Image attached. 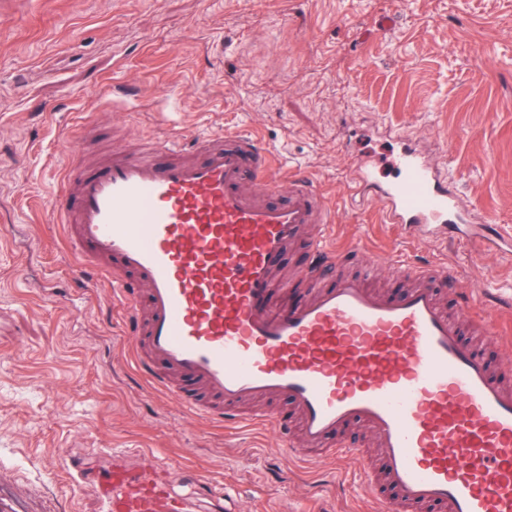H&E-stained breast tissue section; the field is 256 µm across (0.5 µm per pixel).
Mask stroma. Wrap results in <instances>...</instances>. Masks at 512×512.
<instances>
[{"instance_id": "obj_1", "label": "stroma", "mask_w": 512, "mask_h": 512, "mask_svg": "<svg viewBox=\"0 0 512 512\" xmlns=\"http://www.w3.org/2000/svg\"><path fill=\"white\" fill-rule=\"evenodd\" d=\"M188 137L250 133L276 149L279 177L303 169L335 214L345 271L398 296L407 283L373 256L443 264L455 308L512 330V0H0V503L30 492L52 512H102L70 469L172 461L197 512H367L357 477L382 454L360 426L344 483L334 465L292 456L272 428L239 432L146 390L127 357L125 312L66 245L50 205L68 159ZM418 144L503 247L413 237L352 201L358 159Z\"/></svg>"}]
</instances>
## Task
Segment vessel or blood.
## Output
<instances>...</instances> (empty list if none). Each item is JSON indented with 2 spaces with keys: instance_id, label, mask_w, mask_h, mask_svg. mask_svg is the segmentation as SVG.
<instances>
[{
  "instance_id": "b4317fda",
  "label": "vessel or blood",
  "mask_w": 512,
  "mask_h": 512,
  "mask_svg": "<svg viewBox=\"0 0 512 512\" xmlns=\"http://www.w3.org/2000/svg\"><path fill=\"white\" fill-rule=\"evenodd\" d=\"M273 154L245 133L166 131L146 156L68 162L52 207L71 251L122 301L149 390L231 429L278 427V413L238 406L287 397L300 414L290 451L304 458L359 456L328 439L360 422L395 493L379 512H512V389L460 339L465 328L491 336L492 324L467 294L444 312L433 283L457 273L442 265H394L409 282L397 298L346 275L318 286L346 253L321 235L331 211L305 175L290 174L287 203H267L279 187ZM396 166L399 179L377 192L389 223L427 234L460 223L459 194L424 157L405 146ZM302 235L308 294L274 305V262ZM95 482L104 512H193L164 473L117 463Z\"/></svg>"
}]
</instances>
